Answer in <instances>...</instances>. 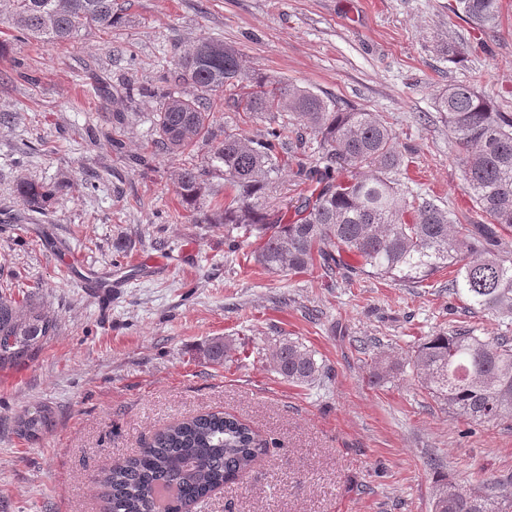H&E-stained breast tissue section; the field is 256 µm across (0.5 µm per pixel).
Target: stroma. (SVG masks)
Wrapping results in <instances>:
<instances>
[{"mask_svg": "<svg viewBox=\"0 0 512 512\" xmlns=\"http://www.w3.org/2000/svg\"><path fill=\"white\" fill-rule=\"evenodd\" d=\"M448 2L114 0L111 31L61 44L0 23V113L13 115L0 124V289L58 320L31 359L0 370V512H100L98 474L208 411L273 446L202 512H431L446 480L484 473L512 497V416L468 426L408 364L430 336H512V324L449 292L444 271L419 286L265 272L257 237L228 250L224 225L179 202L173 170L202 165L208 146L171 157L153 144L155 91L172 56L221 40L246 69L379 115L411 161L413 189L458 223H485L434 99L470 83L512 113V0L485 35ZM468 42L473 51L448 58L447 45ZM129 85L140 95L127 97ZM116 112L124 124H113ZM22 178L60 190L31 212L15 193ZM91 270L111 277V294L81 287ZM214 338L231 346L220 365L203 353ZM289 338L322 361L315 384L273 371L271 354ZM384 356L401 368L371 384ZM36 406L52 425L21 439L14 421Z\"/></svg>", "mask_w": 512, "mask_h": 512, "instance_id": "1", "label": "stroma"}]
</instances>
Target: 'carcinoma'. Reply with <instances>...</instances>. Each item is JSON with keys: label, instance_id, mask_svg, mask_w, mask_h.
Returning a JSON list of instances; mask_svg holds the SVG:
<instances>
[{"label": "carcinoma", "instance_id": "obj_1", "mask_svg": "<svg viewBox=\"0 0 512 512\" xmlns=\"http://www.w3.org/2000/svg\"><path fill=\"white\" fill-rule=\"evenodd\" d=\"M4 2L11 29L49 42L110 30L118 20L113 0ZM448 11L493 32L501 0H454ZM173 62L174 80L193 92L169 89L160 95L153 120L157 148L176 155L212 144L205 165L174 173L185 210L262 238L254 259L271 274L306 273L317 266L328 271L353 258L352 270L359 275L415 284L454 267L448 283L454 293L512 321V114L497 111L489 95L456 84L435 101L472 200L489 217L487 224H458L436 199L396 178L404 156L394 147L391 127L375 113L342 109L309 88L247 70L239 52L220 41L202 40ZM224 88L233 107L264 123L259 134L216 126L205 95ZM306 132L327 150L324 165L305 158ZM285 166L293 168L300 187L290 217L267 205ZM212 173L224 176L228 201L206 210ZM55 191L27 179L16 186L19 201L32 211L43 208ZM56 329L53 314L1 293L0 368L30 358ZM227 352L224 340L216 338L205 357L221 363ZM271 361L274 371L293 383L310 384L320 376L315 354L292 339L279 343ZM412 364L448 413L480 424L512 415L511 337L476 336L467 328L442 332L417 347ZM50 421L46 408L26 410L15 420V431L36 439ZM267 451V440L222 412L175 422L99 478L102 512H152L153 496L162 487L175 490L165 512H197L213 491L246 474ZM496 484L492 476L468 489L450 481L438 490L432 512H512V500L493 492Z\"/></svg>", "mask_w": 512, "mask_h": 512}]
</instances>
